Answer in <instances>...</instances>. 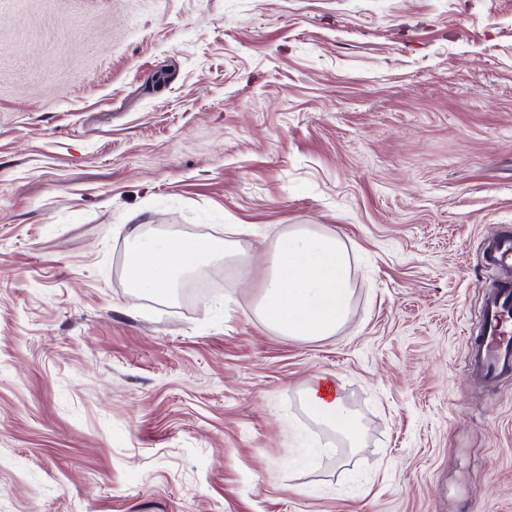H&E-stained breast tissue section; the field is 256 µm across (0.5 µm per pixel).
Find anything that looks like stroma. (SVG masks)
<instances>
[{
  "mask_svg": "<svg viewBox=\"0 0 512 512\" xmlns=\"http://www.w3.org/2000/svg\"><path fill=\"white\" fill-rule=\"evenodd\" d=\"M508 224L512 0H0V512H512L465 335ZM295 225L348 250L334 336L220 259L125 286L136 239ZM305 401L307 410L314 420L331 429L344 432L352 439L357 438L356 422L345 409L332 381L324 377L318 379L307 388Z\"/></svg>",
  "mask_w": 512,
  "mask_h": 512,
  "instance_id": "stroma-1",
  "label": "stroma"
}]
</instances>
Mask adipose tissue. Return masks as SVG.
I'll return each instance as SVG.
<instances>
[{"label": "adipose tissue", "mask_w": 512, "mask_h": 512, "mask_svg": "<svg viewBox=\"0 0 512 512\" xmlns=\"http://www.w3.org/2000/svg\"><path fill=\"white\" fill-rule=\"evenodd\" d=\"M235 261L242 276L254 266L265 272L258 307L260 323L283 336L323 339L345 324L352 297L350 261L336 234L305 228L276 236L260 259L241 260L233 242L200 238L192 242L168 237L140 241L125 257L126 286L163 298L187 267L215 258ZM310 416L323 425L357 437L355 420L345 409L334 383L321 378L305 394Z\"/></svg>", "instance_id": "adipose-tissue-1"}]
</instances>
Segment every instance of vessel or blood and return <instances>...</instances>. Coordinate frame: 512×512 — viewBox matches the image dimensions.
I'll list each match as a JSON object with an SVG mask.
<instances>
[{
  "label": "vessel or blood",
  "instance_id": "1",
  "mask_svg": "<svg viewBox=\"0 0 512 512\" xmlns=\"http://www.w3.org/2000/svg\"><path fill=\"white\" fill-rule=\"evenodd\" d=\"M488 289L469 342L471 372L486 381L512 377V227L481 247Z\"/></svg>",
  "mask_w": 512,
  "mask_h": 512
}]
</instances>
